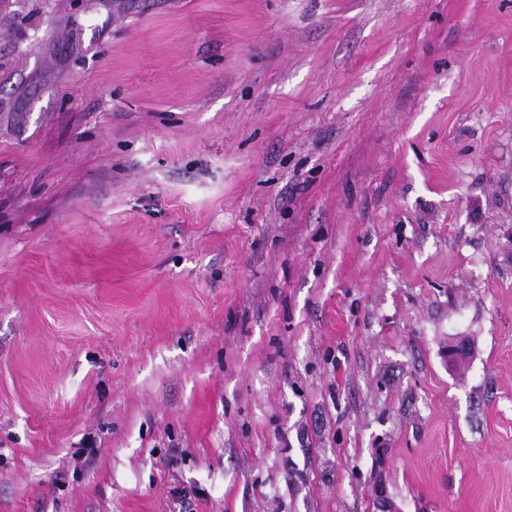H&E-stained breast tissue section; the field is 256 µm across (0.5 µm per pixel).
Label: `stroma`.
<instances>
[{
  "label": "stroma",
  "mask_w": 512,
  "mask_h": 512,
  "mask_svg": "<svg viewBox=\"0 0 512 512\" xmlns=\"http://www.w3.org/2000/svg\"><path fill=\"white\" fill-rule=\"evenodd\" d=\"M183 495L512 512V0H0V512Z\"/></svg>",
  "instance_id": "obj_1"
}]
</instances>
